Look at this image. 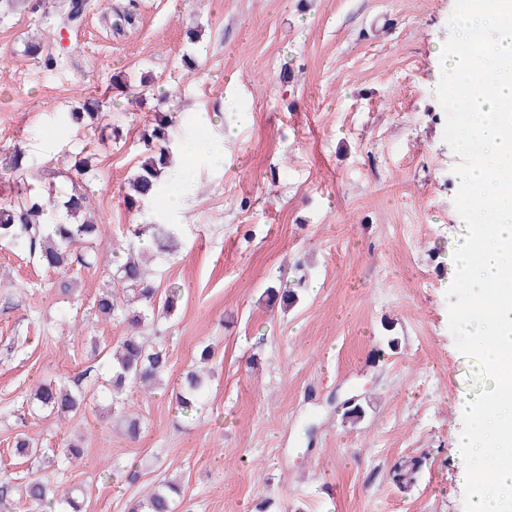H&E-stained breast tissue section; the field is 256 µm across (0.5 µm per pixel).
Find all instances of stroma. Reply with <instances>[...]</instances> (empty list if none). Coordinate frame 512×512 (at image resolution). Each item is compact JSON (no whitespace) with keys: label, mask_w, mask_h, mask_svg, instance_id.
<instances>
[{"label":"stroma","mask_w":512,"mask_h":512,"mask_svg":"<svg viewBox=\"0 0 512 512\" xmlns=\"http://www.w3.org/2000/svg\"><path fill=\"white\" fill-rule=\"evenodd\" d=\"M134 18L115 29L108 11ZM455 0H99L79 29L72 65L24 56L31 35L57 50L46 8L15 6L0 23V151L22 147L39 174L91 153L93 212L106 232L101 264L60 275L24 247L0 248V487L17 499L31 479L58 481L86 512H129L156 482L181 485L175 512H464L456 448L460 402L474 399L476 362L448 328V271L462 219L458 156L443 139L437 46ZM200 31L189 42L188 29ZM161 92L136 104L114 73ZM234 98L247 121L225 137L217 111ZM107 130L72 126L86 98ZM175 116L177 145L207 142L179 183L127 210L123 187L141 161L155 112ZM213 116L200 125L199 112ZM132 224H175L176 255L153 262L182 300L143 334L166 349V389L135 395L145 424L129 440L89 392L78 426L85 455L58 476L50 460L69 431L34 414L37 383L100 366L95 347L122 325L95 296ZM298 285L292 309L268 306L267 286ZM211 345L203 408L184 417L172 391ZM364 409L344 423L343 402ZM35 440L38 458L14 441ZM424 457L415 486L388 471ZM141 477L127 482V467ZM16 512H32L19 503Z\"/></svg>","instance_id":"1"}]
</instances>
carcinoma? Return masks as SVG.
<instances>
[{
  "mask_svg": "<svg viewBox=\"0 0 512 512\" xmlns=\"http://www.w3.org/2000/svg\"><path fill=\"white\" fill-rule=\"evenodd\" d=\"M92 6V0H63L57 8L55 22L61 28L75 29ZM25 53L34 59L45 58L49 68L65 62L63 57L45 54V45L41 41L26 43ZM103 112L102 102L89 98L83 102L82 109L69 113V119L80 128L91 127L101 121ZM172 123L168 116L158 114L152 126L142 134L144 158L131 175L125 193L126 203L131 208L151 202L165 170L173 165ZM88 172V158H74L68 170L72 190L60 200L53 182L32 183L34 174L28 154L22 148L15 146L3 153L0 177L11 180L16 192L0 201V245L24 244L30 256L46 270H81L97 266V246L103 225L83 218L92 204L87 193ZM47 210L63 212V218L51 228L41 221ZM155 231L161 235L160 247L173 250L179 238L176 225L158 224ZM268 295L288 307L298 300L295 289L290 287H271ZM180 297L179 288H160L153 270L143 264L131 245L126 259L117 264L111 282L95 298V308L103 319L125 325V334L111 346L107 361L112 370V413L132 439L139 435L142 421L124 412L125 401L136 391L148 393L155 386H163L168 364L167 353L149 344L141 329L150 315H171L177 309ZM85 379L87 374L84 373L71 385L56 381L39 383L27 398L30 409L34 412L47 411L65 425L78 419L84 413L82 405L86 393L82 391V381ZM207 385L205 369L186 372L179 390L175 392L176 409L184 414L198 413ZM82 457V448L68 438L58 448L53 462L57 470L64 472ZM422 467L423 459L420 457L401 460L392 467V480L400 488H408L415 483ZM24 495L30 503L52 512L55 509L59 512H82V506L72 497L71 490L62 489L57 484L33 479L25 485ZM178 496L180 488L175 483L159 482L144 499L132 506L130 512H174Z\"/></svg>",
  "mask_w": 512,
  "mask_h": 512,
  "instance_id": "obj_1",
  "label": "carcinoma"
}]
</instances>
